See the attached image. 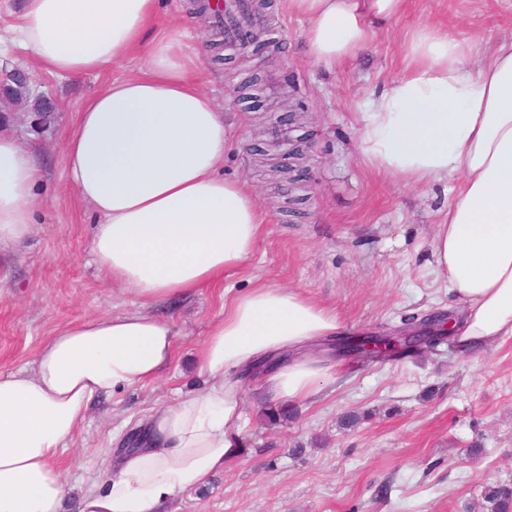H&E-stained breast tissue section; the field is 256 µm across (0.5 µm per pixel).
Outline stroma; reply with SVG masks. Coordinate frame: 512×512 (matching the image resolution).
Returning a JSON list of instances; mask_svg holds the SVG:
<instances>
[{
    "label": "stroma",
    "mask_w": 512,
    "mask_h": 512,
    "mask_svg": "<svg viewBox=\"0 0 512 512\" xmlns=\"http://www.w3.org/2000/svg\"><path fill=\"white\" fill-rule=\"evenodd\" d=\"M20 0H0V66L29 72L33 94L56 105L55 123L1 132L43 157L28 236L0 251V373L30 370L60 327L139 311L134 291L98 270V218L70 189L63 135L83 102L137 72L134 53L101 72L59 79L13 47ZM431 24L484 52L512 32V0H408L357 57L330 69L311 60L306 19L265 13L261 46L224 44L206 60L207 91L223 106L225 178L254 192L263 233L223 285L151 306L170 320L175 354L154 382L100 401L53 460L69 489L66 512L98 480L102 451L150 409L202 392L195 354L225 293L260 284L295 289L333 309L344 336L385 335L409 317L456 312L434 268V226L452 196L447 180L406 185L363 163L358 118L404 72L407 33ZM334 391L294 402L289 415L262 388L239 382L242 445L202 488L170 512H484L482 492L512 482V336L463 351L453 340L407 357H328Z\"/></svg>",
    "instance_id": "stroma-1"
}]
</instances>
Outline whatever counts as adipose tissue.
<instances>
[{
  "instance_id": "1",
  "label": "adipose tissue",
  "mask_w": 512,
  "mask_h": 512,
  "mask_svg": "<svg viewBox=\"0 0 512 512\" xmlns=\"http://www.w3.org/2000/svg\"><path fill=\"white\" fill-rule=\"evenodd\" d=\"M305 17L315 61L354 58L407 0H283ZM157 0H25L14 39L44 70L94 72L143 52L139 73L113 80L77 112L64 140L67 181L100 216L95 262L142 304L222 282L252 256L263 226L253 195L219 172L224 114L201 81L202 46L182 24L151 37ZM405 72L371 103L359 150L376 173L407 183L458 178L437 224L432 257L461 308L460 349L512 336V35L489 54L438 26L404 42ZM38 156L0 135V248L30 231ZM335 311L296 290L259 285L224 301L196 353L207 391L151 409L134 452L104 449L102 487L78 512H166L207 484L239 451L241 403L233 370L335 335ZM172 325L150 314L101 316L60 328L28 372L0 373V512H63L67 485L53 459L101 397L155 381L174 354ZM334 378L308 355L263 385L285 401L313 397Z\"/></svg>"
}]
</instances>
